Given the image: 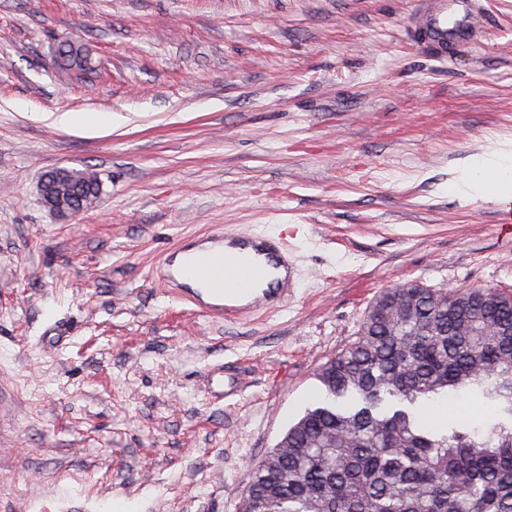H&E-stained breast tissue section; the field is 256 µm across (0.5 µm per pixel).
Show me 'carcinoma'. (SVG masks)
Segmentation results:
<instances>
[{"mask_svg":"<svg viewBox=\"0 0 512 512\" xmlns=\"http://www.w3.org/2000/svg\"><path fill=\"white\" fill-rule=\"evenodd\" d=\"M57 54L91 64L73 43ZM100 187L86 167L63 191L88 205ZM318 379L317 401L251 467L241 512H512V294L389 288Z\"/></svg>","mask_w":512,"mask_h":512,"instance_id":"carcinoma-1","label":"carcinoma"}]
</instances>
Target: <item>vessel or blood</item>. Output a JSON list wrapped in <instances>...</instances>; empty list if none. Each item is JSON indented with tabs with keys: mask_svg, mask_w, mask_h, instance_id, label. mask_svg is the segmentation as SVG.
<instances>
[{
	"mask_svg": "<svg viewBox=\"0 0 512 512\" xmlns=\"http://www.w3.org/2000/svg\"><path fill=\"white\" fill-rule=\"evenodd\" d=\"M485 22L482 0H419L410 34L443 58L452 43L472 38ZM154 279L193 312L227 321L285 304L295 293L289 248L255 232L184 239L166 253ZM204 380L212 399L237 391L223 365L210 366Z\"/></svg>",
	"mask_w": 512,
	"mask_h": 512,
	"instance_id": "obj_1",
	"label": "vessel or blood"
}]
</instances>
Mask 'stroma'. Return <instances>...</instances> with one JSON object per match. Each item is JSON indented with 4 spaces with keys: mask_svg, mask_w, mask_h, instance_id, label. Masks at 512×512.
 Returning a JSON list of instances; mask_svg holds the SVG:
<instances>
[{
    "mask_svg": "<svg viewBox=\"0 0 512 512\" xmlns=\"http://www.w3.org/2000/svg\"><path fill=\"white\" fill-rule=\"evenodd\" d=\"M416 4L0 0V512L63 486L68 512H238L381 291L512 292V0L444 61L409 39ZM65 42L91 83L57 63ZM486 160L509 177L491 199ZM87 166L91 206L43 204L46 171ZM223 229L294 250L283 308L226 323L150 280ZM215 361L243 384L221 405ZM48 118H52L55 124L62 126H107L112 124L111 115L83 116L78 113L63 112L57 115L51 113Z\"/></svg>",
    "mask_w": 512,
    "mask_h": 512,
    "instance_id": "stroma-1",
    "label": "stroma"
}]
</instances>
